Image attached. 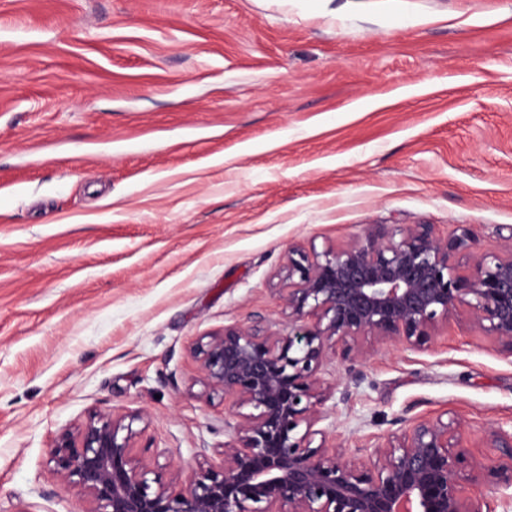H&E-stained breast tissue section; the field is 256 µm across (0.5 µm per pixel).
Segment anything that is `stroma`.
I'll return each instance as SVG.
<instances>
[{
  "label": "stroma",
  "mask_w": 512,
  "mask_h": 512,
  "mask_svg": "<svg viewBox=\"0 0 512 512\" xmlns=\"http://www.w3.org/2000/svg\"><path fill=\"white\" fill-rule=\"evenodd\" d=\"M468 225L512 243V0H0V512H87L49 463L90 412H142L164 479L231 437L195 350L285 328L289 248ZM341 359L322 429L512 426V349L460 316Z\"/></svg>",
  "instance_id": "obj_1"
}]
</instances>
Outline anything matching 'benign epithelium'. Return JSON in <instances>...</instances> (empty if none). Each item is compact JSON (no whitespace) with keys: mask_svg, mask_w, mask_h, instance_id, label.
<instances>
[{"mask_svg":"<svg viewBox=\"0 0 512 512\" xmlns=\"http://www.w3.org/2000/svg\"><path fill=\"white\" fill-rule=\"evenodd\" d=\"M285 272L288 333L227 326L198 347L200 382L232 401L219 461L180 485L150 479L154 463L135 452L142 413H93L50 449L61 486L88 512H512V468L492 499L466 494L488 465L455 418L406 420L367 448L311 447L334 390L319 371L338 352L357 383L364 341L418 350L463 312L512 350V244L487 253L463 225L442 237L432 224H372L335 251L289 249ZM490 445L512 461V430H491Z\"/></svg>","mask_w":512,"mask_h":512,"instance_id":"benign-epithelium-1","label":"benign epithelium"}]
</instances>
